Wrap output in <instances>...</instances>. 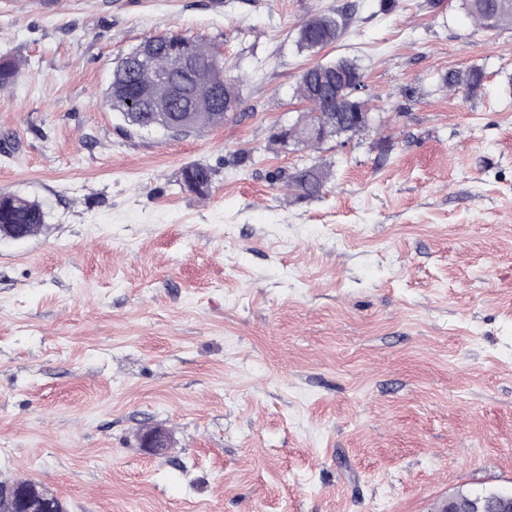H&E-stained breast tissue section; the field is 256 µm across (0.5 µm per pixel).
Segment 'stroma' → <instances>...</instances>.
<instances>
[{
  "mask_svg": "<svg viewBox=\"0 0 512 512\" xmlns=\"http://www.w3.org/2000/svg\"><path fill=\"white\" fill-rule=\"evenodd\" d=\"M343 36L299 50L310 15ZM241 75L224 124L171 135L105 101L144 38ZM0 481L67 512H436L512 490V24L461 0H0ZM357 60L379 119L269 145L300 72ZM479 67L464 99L448 71ZM214 171L208 198L182 169ZM316 163L323 192L283 176ZM173 446L153 455L142 433ZM347 20V14L338 10L311 15L297 29L299 48L314 52L335 43L345 32ZM14 224H25L29 237L41 233L45 215L35 200L18 194H0V233L11 235Z\"/></svg>",
  "mask_w": 512,
  "mask_h": 512,
  "instance_id": "1",
  "label": "stroma"
}]
</instances>
